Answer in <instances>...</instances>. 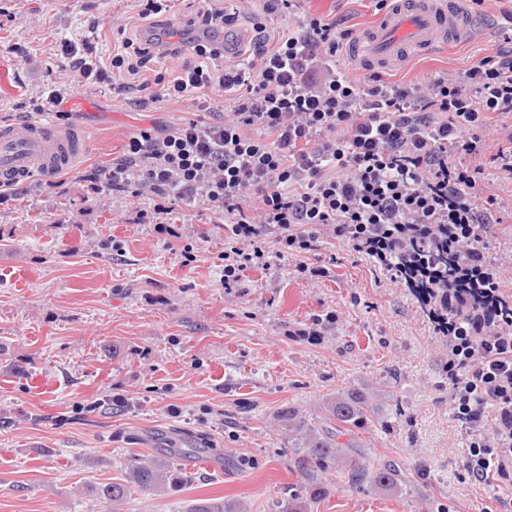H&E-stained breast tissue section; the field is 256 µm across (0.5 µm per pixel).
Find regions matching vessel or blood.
Listing matches in <instances>:
<instances>
[{"label": "vessel or blood", "mask_w": 512, "mask_h": 512, "mask_svg": "<svg viewBox=\"0 0 512 512\" xmlns=\"http://www.w3.org/2000/svg\"><path fill=\"white\" fill-rule=\"evenodd\" d=\"M470 28L458 0H396L392 9L360 30L350 49L358 64H403L411 48L425 51L461 37ZM78 150L75 131L36 120L0 128V182L70 166Z\"/></svg>", "instance_id": "vessel-or-blood-1"}]
</instances>
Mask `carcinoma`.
I'll list each match as a JSON object with an SVG mask.
<instances>
[{
	"instance_id": "cac0c4a2",
	"label": "carcinoma",
	"mask_w": 512,
	"mask_h": 512,
	"mask_svg": "<svg viewBox=\"0 0 512 512\" xmlns=\"http://www.w3.org/2000/svg\"><path fill=\"white\" fill-rule=\"evenodd\" d=\"M431 238L417 246L405 247L383 256L375 255L384 267L392 264L405 272L402 282L421 302L430 299L429 287L438 284L440 291L458 288L473 301L484 299V289L496 284V272L481 252L484 224H435ZM464 241L456 252L448 251V237ZM373 393L366 388L348 386L325 401L326 424L312 425L294 408L277 415L288 439L298 449L301 464L322 472L342 463L348 468L347 479L354 487L368 486L375 490L390 489L400 482L392 465L368 467L348 458L346 449L353 442H342L349 432L361 428L368 420ZM187 481L185 472L174 466L170 458L160 454L149 459L131 457L126 463L124 478L90 487V492L106 506L117 507L127 500L133 488L159 495L178 492ZM184 512H246L244 505L222 497L198 500Z\"/></svg>"
}]
</instances>
